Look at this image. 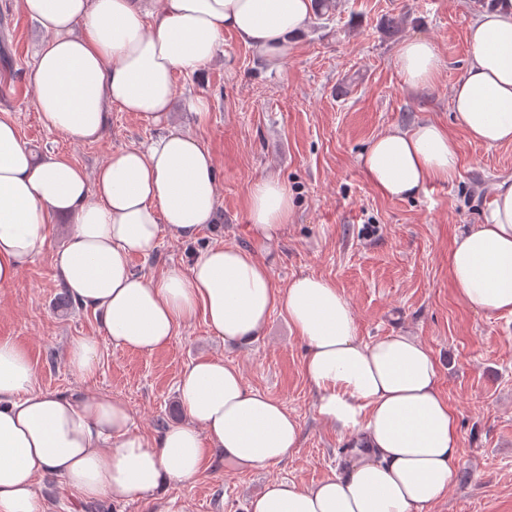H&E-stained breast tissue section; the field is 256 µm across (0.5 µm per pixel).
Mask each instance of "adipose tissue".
<instances>
[{
    "label": "adipose tissue",
    "mask_w": 512,
    "mask_h": 512,
    "mask_svg": "<svg viewBox=\"0 0 512 512\" xmlns=\"http://www.w3.org/2000/svg\"><path fill=\"white\" fill-rule=\"evenodd\" d=\"M18 3L45 35L28 74L40 119L83 143L102 137L116 107L166 119L175 74H199L225 32L278 66L315 11L314 0ZM467 38L472 58L453 88L455 120L475 142L512 144V0L478 13ZM395 66L410 89H424L435 84L441 60L429 40L413 38L399 45ZM360 164L381 195L406 199L454 179L457 143L425 120L381 133ZM291 209L278 178L252 183L247 220L255 236L276 238ZM218 211L214 157L180 127L112 153L90 174L63 155L35 160L13 119L0 114V287L45 245L52 218L63 217L72 231L56 254L59 276L115 346L153 352L200 316L225 344L241 347L282 309L306 345L302 369L318 417L355 445L343 474L312 486L273 482L248 512H433L455 481L460 443L439 365L421 341L360 340L334 283L302 275L276 287L271 265L237 246L209 248L153 279L134 271L132 259L153 258L162 233L193 240ZM448 272L469 309L512 315V178L492 185L482 222L455 240ZM177 393L182 420L149 438L133 429L118 397L42 390L25 350L0 340V512H45L34 491L45 473L85 501L142 499L158 503V512H183L177 498L158 492L192 481L210 450L251 470L300 446L298 419L222 359L190 362Z\"/></svg>",
    "instance_id": "1"
}]
</instances>
